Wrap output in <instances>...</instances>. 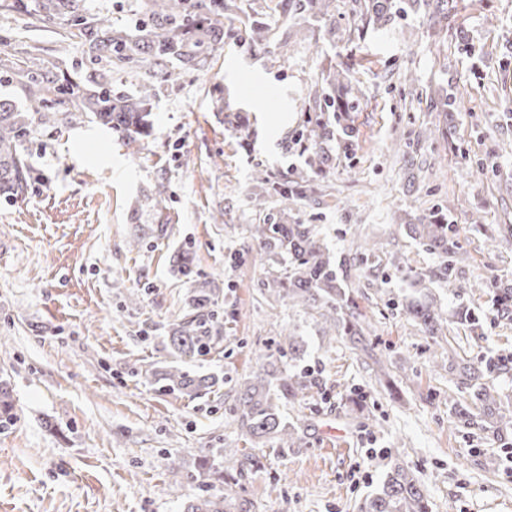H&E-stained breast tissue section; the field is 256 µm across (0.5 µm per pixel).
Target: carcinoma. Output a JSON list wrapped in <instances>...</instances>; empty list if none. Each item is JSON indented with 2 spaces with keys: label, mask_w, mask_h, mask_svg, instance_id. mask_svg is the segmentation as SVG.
Returning a JSON list of instances; mask_svg holds the SVG:
<instances>
[{
  "label": "carcinoma",
  "mask_w": 512,
  "mask_h": 512,
  "mask_svg": "<svg viewBox=\"0 0 512 512\" xmlns=\"http://www.w3.org/2000/svg\"><path fill=\"white\" fill-rule=\"evenodd\" d=\"M288 2V11L307 13L323 23L325 32L336 36V14L333 0H279ZM353 10L361 17L363 26L347 33L363 38L372 27L387 25L396 7L394 0H352ZM408 6L421 11L431 25L448 32L458 10L459 0H407ZM231 5L229 0H146V18L138 36L112 27L106 20H88L83 0H36L35 13L43 21L59 18L71 20L66 38L82 39L89 55L105 63L91 80L93 89L69 76H60L42 70L35 63L23 62L12 72L23 84L28 102L27 111L21 112L12 101L0 100V201L16 204L25 199L32 170L21 152V146L39 127L98 122L113 130L126 144L139 140L151 128L147 103L155 95L156 84L174 82L180 73L170 66L177 61L182 69H197L207 62L211 49L224 41V20ZM251 40L273 50L278 56L288 57L289 44H270L269 34L258 27L252 28ZM139 68L145 78L138 95L112 93V68ZM326 87L315 89V94L329 101L336 113L356 112L360 106V89L352 83L349 69L329 67L323 77ZM428 111L440 112L448 117L458 111L459 102L452 95L432 98ZM311 136L318 140L330 133L323 116H307ZM275 194L281 208L273 224H254L251 238L256 252L276 265L269 271L260 289L264 295L286 299L304 310L317 313L321 318L323 335L340 329L352 346L371 353L374 340L367 336L365 317L357 311L356 303L341 287L342 268L336 265L318 232L309 224L288 223V212L305 198L303 192L288 184L271 181L267 172L257 170L252 176L251 195L258 203ZM406 234L437 254L440 266L432 271L448 292L457 295L463 286L457 283L454 272L466 259V253L455 237L459 234L454 224L448 223L442 213L435 210L400 225ZM172 270L188 281L198 276L193 256L177 251L169 259ZM403 280L410 281L412 292L405 295L402 310L421 327L425 339L440 345L446 339L448 318L452 317L472 328L479 326L475 309L461 307L453 315L438 306L426 275L413 273L397 263ZM494 289L497 310L506 315L512 312V285H492L480 278L468 285L473 295ZM217 295L210 288H195L183 318L173 324L167 336V348L177 360H193L210 353L219 339L221 324L217 317ZM282 349L281 342L272 339L253 352L256 370L239 384L236 402L230 409L244 443L262 448L268 442L283 451L298 448L301 437L296 427L284 421L280 407L285 401L304 398L312 388L309 370H290L280 364L272 346ZM509 359H499L475 365L460 359L452 367L456 371L455 388L466 394L470 402L448 396L456 411L457 425L468 428L478 424V417L500 409L501 397L489 384L491 375L508 370ZM165 387L172 392L196 395L218 383L213 375H200L178 367L161 374ZM16 419L8 383H0V428ZM232 460L225 449L216 448L199 463V492L189 501L185 512H253V503L247 499L224 493V482L236 480L244 468L232 475ZM363 512H430L428 500L421 484L406 467L399 463L390 466L380 490L364 505Z\"/></svg>",
  "instance_id": "carcinoma-1"
}]
</instances>
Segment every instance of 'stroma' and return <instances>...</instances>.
Segmentation results:
<instances>
[{
  "label": "stroma",
  "mask_w": 512,
  "mask_h": 512,
  "mask_svg": "<svg viewBox=\"0 0 512 512\" xmlns=\"http://www.w3.org/2000/svg\"><path fill=\"white\" fill-rule=\"evenodd\" d=\"M84 4L130 32L144 8V0ZM238 4L207 65L158 85L152 127L136 143L87 122L39 129L25 144L29 192L0 204V378L17 413L0 430V512H181L212 448L244 457L232 491L255 512H360L394 460L415 472L431 512H512V455L503 449L512 432L502 439L456 427L448 406L449 363L512 354V321L490 296L457 298L431 283L443 310L470 305L481 325L474 336L449 323L441 369L419 325L394 307L403 294L398 260L423 273L439 264L394 216L434 205L460 229L467 259L458 281L512 283V238L496 235L512 224V120L504 117L512 110V0H461L455 26L464 43L400 8L359 41H324L319 55L299 43L285 61L253 44L249 28L261 23L275 41L296 17L272 0ZM68 29L62 18L40 21L30 6L0 10V73L28 53L55 73L92 72ZM332 63L352 64L361 91L350 115L355 136L320 141L330 165L309 171L298 145L304 113L322 108L314 90ZM408 70L418 77L410 87ZM445 92L460 102L448 141L418 142L421 127L438 120L430 97ZM396 139L407 154L393 150ZM257 169L306 191L288 221L314 225L344 260L347 293L394 349L390 385L376 383L372 360L346 338L322 335L316 313L261 295L268 264L250 227L277 204L252 202ZM161 183L168 197L160 205ZM219 212L223 223H213ZM364 236L384 243L365 264L355 255ZM182 249L192 251L201 281L219 289L224 325L223 339L193 365L221 382L193 397L144 379L171 365L166 336L194 288L169 264ZM284 327L303 339L287 366L317 380L282 408L302 438L285 453L246 447L229 412L254 349ZM173 465L182 485L169 483Z\"/></svg>",
  "instance_id": "1"
}]
</instances>
